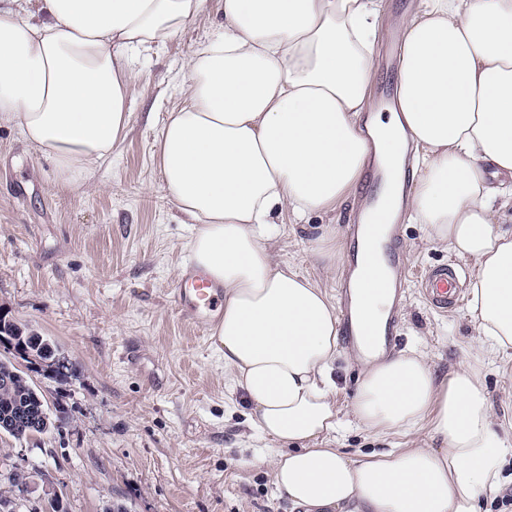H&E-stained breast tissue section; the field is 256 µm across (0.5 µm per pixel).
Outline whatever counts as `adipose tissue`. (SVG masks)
I'll return each mask as SVG.
<instances>
[{"instance_id": "1", "label": "adipose tissue", "mask_w": 512, "mask_h": 512, "mask_svg": "<svg viewBox=\"0 0 512 512\" xmlns=\"http://www.w3.org/2000/svg\"><path fill=\"white\" fill-rule=\"evenodd\" d=\"M208 0H0V126L82 189L124 136L137 57L176 38ZM224 29L185 62L182 106L159 141L163 189L188 220L194 265L224 289L210 337L249 422L278 441L272 480L296 512H483L512 433L483 369L512 356V0H422L401 21L397 104L369 143L359 127L384 34V0H217ZM421 152L407 218L474 260V342L438 376L427 354L355 357L350 403L382 436L418 444L357 459L328 447L341 356L336 308L277 261L275 217L332 211L371 152L398 179Z\"/></svg>"}]
</instances>
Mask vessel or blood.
Segmentation results:
<instances>
[{"mask_svg": "<svg viewBox=\"0 0 512 512\" xmlns=\"http://www.w3.org/2000/svg\"><path fill=\"white\" fill-rule=\"evenodd\" d=\"M400 222L393 208L372 202L365 217L349 225L350 236L363 240L365 249L359 261L345 271L338 290V314L347 332L344 345L361 356L388 352L397 313L405 299L408 280H415L430 309L444 314L461 306L464 291L459 284L454 264H445L411 274L406 269L404 255L399 249L397 227ZM386 272L391 306L384 323L362 319L366 299L359 292L363 280L378 270ZM222 288L193 267H186L175 292V305L189 324L203 328L222 307Z\"/></svg>", "mask_w": 512, "mask_h": 512, "instance_id": "b4317fda", "label": "vessel or blood"}]
</instances>
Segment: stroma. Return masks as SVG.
I'll return each instance as SVG.
<instances>
[{"label":"stroma","mask_w":512,"mask_h":512,"mask_svg":"<svg viewBox=\"0 0 512 512\" xmlns=\"http://www.w3.org/2000/svg\"><path fill=\"white\" fill-rule=\"evenodd\" d=\"M418 2L385 0L389 40H401L396 21L416 13ZM221 22L206 9L140 58L127 135L91 173L96 191L58 189L18 130L0 128V310L76 369L65 385L32 378L48 406L67 409L62 428L23 440L0 434V495L12 512H37L55 491L67 512H294L269 474L273 443L248 426L250 407L231 390L209 330L188 326L173 300L190 227L161 188L158 143L182 102L185 59ZM389 40L376 47L373 99L397 85V70L385 64ZM362 203L356 193L332 212L284 215L269 246L279 262L335 294L339 278L323 275L319 239L330 226L337 245L348 247L346 226ZM401 234L411 270L452 263L471 281L473 261L430 242L423 225L404 223ZM399 326L400 349L422 350L442 373L472 341L468 307L438 314L413 283ZM334 379L332 447L352 458L410 447L412 436L377 438L356 423V369L346 359ZM16 472L28 477L26 493L10 485Z\"/></svg>","instance_id":"stroma-1"}]
</instances>
